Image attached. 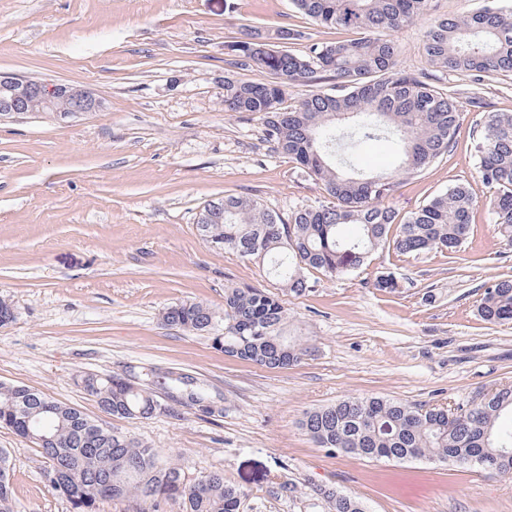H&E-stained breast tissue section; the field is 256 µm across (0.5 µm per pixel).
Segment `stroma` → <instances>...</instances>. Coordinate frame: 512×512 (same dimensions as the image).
<instances>
[{
    "instance_id": "1",
    "label": "stroma",
    "mask_w": 512,
    "mask_h": 512,
    "mask_svg": "<svg viewBox=\"0 0 512 512\" xmlns=\"http://www.w3.org/2000/svg\"><path fill=\"white\" fill-rule=\"evenodd\" d=\"M425 21L392 32L400 68H426ZM295 28L289 51L348 39L313 24L292 0H0V73L90 89L100 111L0 119V382L43 391L128 432L189 476L220 471L244 493L240 512H328L314 489L329 485L364 512H512V478L425 459L384 462L329 454L300 427L308 410L347 397L384 396L462 408L512 385V321L476 312L486 284L512 278V243L495 224V191L478 173L486 112L512 113V76L487 78V110L461 109L448 154L398 177L392 141L363 144L359 171L393 174L385 199L399 217L449 188L475 199L470 233L453 252L405 257L380 249L368 267L309 278L284 295V335L308 345L297 364L269 370L224 355L211 333L166 325L168 306L224 309L228 288L275 290L261 264L216 251L199 237V211L248 196L280 215L327 203L321 182L264 138L257 115L224 109V46L242 31L274 37ZM398 288L377 290L376 274ZM150 370L197 378L220 414L172 402L166 412L107 418L78 372ZM14 512H70L42 480L37 448L0 428ZM298 492L281 493L280 484Z\"/></svg>"
}]
</instances>
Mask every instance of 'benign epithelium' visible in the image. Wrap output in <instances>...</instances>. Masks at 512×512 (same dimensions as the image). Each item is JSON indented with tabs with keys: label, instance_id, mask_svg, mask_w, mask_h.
<instances>
[{
	"label": "benign epithelium",
	"instance_id": "obj_1",
	"mask_svg": "<svg viewBox=\"0 0 512 512\" xmlns=\"http://www.w3.org/2000/svg\"><path fill=\"white\" fill-rule=\"evenodd\" d=\"M0 90L7 92L14 100L36 92L45 103V111L63 117L95 112L101 107V101L92 91L70 84L45 83L1 73Z\"/></svg>",
	"mask_w": 512,
	"mask_h": 512
}]
</instances>
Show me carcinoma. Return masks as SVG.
I'll list each match as a JSON object with an SVG mask.
<instances>
[{
    "label": "carcinoma",
    "instance_id": "1",
    "mask_svg": "<svg viewBox=\"0 0 512 512\" xmlns=\"http://www.w3.org/2000/svg\"><path fill=\"white\" fill-rule=\"evenodd\" d=\"M498 0L461 15L431 16L423 31L429 68H398L397 48L382 33L430 16L432 0H294L300 14L328 29L361 36L316 45L297 55L252 31L227 42L229 65L256 73L252 79L224 74V111L260 115L267 139L278 152L320 181L332 201L307 205L288 218L245 196H227L205 205L196 229L217 249L267 263L269 274L290 294L310 291L306 273L335 278L363 268L373 252L387 247L402 256L452 251L467 238L475 199L458 184L430 200L405 220L383 203L391 187L387 177H363L342 165L353 163L360 146L379 137L398 146V175L412 177L447 154L459 128L460 98L485 105L480 88L444 87L441 73H465L475 79L512 72V8ZM336 80V92L313 91L291 109L282 108L291 85L311 86L324 77ZM478 171L497 190L495 224L512 243V113H487L481 133ZM478 313L491 323L512 321V280L485 287ZM287 308L279 295L260 288L224 290V335L215 348L268 368L299 362L308 348L281 335ZM163 321L203 332L215 312L200 303H181L163 312ZM162 385L190 403L210 400L191 376L168 373ZM77 383L114 418L138 420L162 410L149 384L83 373ZM512 415V386L495 389L472 408L456 412L416 406L396 399L351 397L305 413L301 428L331 454L369 460L451 461L512 476V428L499 421ZM0 427L40 445L52 489L71 512H96L101 500L129 503L134 512H157L179 501L183 512H239L242 493L218 471L186 476L179 461H169L130 434L93 420L26 386L0 383ZM8 457L0 450V512H13L7 476ZM329 512H363L359 501L329 486L314 490Z\"/></svg>",
    "mask_w": 512,
    "mask_h": 512
}]
</instances>
